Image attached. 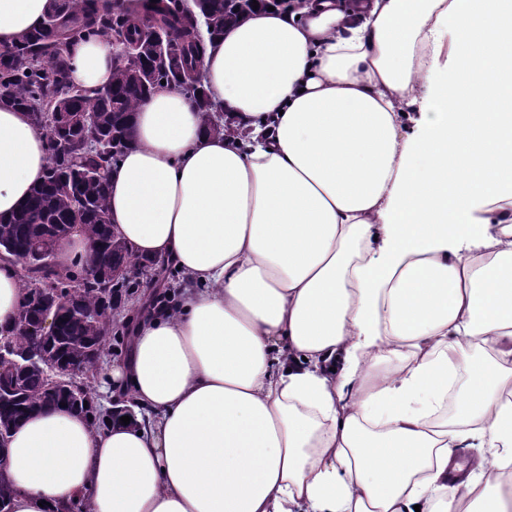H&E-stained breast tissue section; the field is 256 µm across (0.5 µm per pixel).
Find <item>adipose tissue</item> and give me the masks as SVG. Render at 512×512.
<instances>
[{"mask_svg": "<svg viewBox=\"0 0 512 512\" xmlns=\"http://www.w3.org/2000/svg\"><path fill=\"white\" fill-rule=\"evenodd\" d=\"M47 5L0 0V48ZM68 53L73 86L111 82L110 39ZM200 71L247 137L165 86L108 173L118 235L183 274L110 373L132 418H25L11 512H512V0H260ZM48 166L0 108V215Z\"/></svg>", "mask_w": 512, "mask_h": 512, "instance_id": "obj_1", "label": "adipose tissue"}]
</instances>
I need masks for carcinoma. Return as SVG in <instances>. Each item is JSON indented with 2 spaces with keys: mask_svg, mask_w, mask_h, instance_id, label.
Wrapping results in <instances>:
<instances>
[{
  "mask_svg": "<svg viewBox=\"0 0 512 512\" xmlns=\"http://www.w3.org/2000/svg\"><path fill=\"white\" fill-rule=\"evenodd\" d=\"M126 7L116 0H50L46 16L56 12L63 22L51 30L45 25L25 32L11 46L12 55L0 57V83L8 88L0 105L31 114L46 137L50 165L45 180L6 218L0 217V251L21 259L37 246H57L74 230L97 244L99 275L51 266L31 258L18 267L24 301L14 321L0 328V341L18 351L34 347L40 365L0 373V448L12 430L28 415L52 403H65L106 425L112 410L101 408L92 388L82 383L87 405L54 382V370L74 362L92 375L100 365L98 352L108 336L116 349L128 341L122 308L148 288L140 272L155 273L164 282L181 281L179 272L156 259L134 256L109 220L105 180L131 146V115L138 104L165 82L192 86L194 100L207 117L206 132L223 136L231 129L212 120L213 106L197 70L205 45L186 37L195 21L203 22L211 37L243 23L253 12V0H200L198 13L183 11L178 0H137ZM170 37L169 47L153 45L154 34ZM121 35L138 62L112 72L101 89L82 90L70 83L67 48L92 34ZM67 109L83 115L85 125L49 129L43 113ZM42 283L46 289L36 291ZM57 312L59 331L52 339L39 335L40 318L47 308Z\"/></svg>",
  "mask_w": 512,
  "mask_h": 512,
  "instance_id": "cac0c4a2",
  "label": "carcinoma"
}]
</instances>
